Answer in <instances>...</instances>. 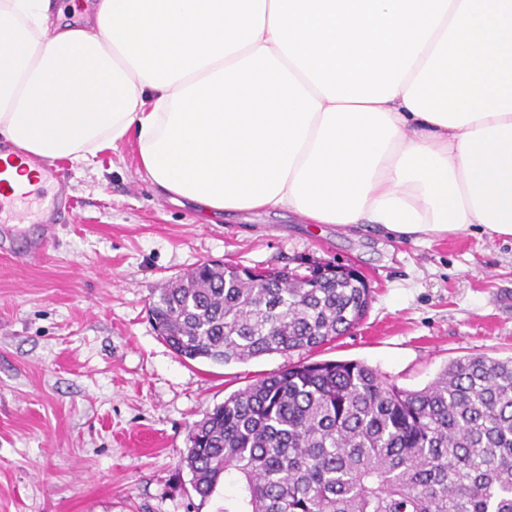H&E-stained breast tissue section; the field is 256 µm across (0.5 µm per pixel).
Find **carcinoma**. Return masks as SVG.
<instances>
[{"label":"carcinoma","instance_id":"cac0c4a2","mask_svg":"<svg viewBox=\"0 0 512 512\" xmlns=\"http://www.w3.org/2000/svg\"><path fill=\"white\" fill-rule=\"evenodd\" d=\"M356 271L201 263L149 305L180 357L216 364L311 352L365 317ZM203 499L238 512H512V358L463 356L419 390L353 360L300 362L230 394L189 428Z\"/></svg>","mask_w":512,"mask_h":512}]
</instances>
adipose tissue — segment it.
<instances>
[{
	"label": "adipose tissue",
	"mask_w": 512,
	"mask_h": 512,
	"mask_svg": "<svg viewBox=\"0 0 512 512\" xmlns=\"http://www.w3.org/2000/svg\"><path fill=\"white\" fill-rule=\"evenodd\" d=\"M0 0V145L91 162L136 135L202 215L512 237V0Z\"/></svg>",
	"instance_id": "1"
}]
</instances>
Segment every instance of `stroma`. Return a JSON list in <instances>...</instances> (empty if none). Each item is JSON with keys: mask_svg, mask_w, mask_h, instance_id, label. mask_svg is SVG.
<instances>
[{"mask_svg": "<svg viewBox=\"0 0 512 512\" xmlns=\"http://www.w3.org/2000/svg\"><path fill=\"white\" fill-rule=\"evenodd\" d=\"M73 210L36 259L0 250V512H224L184 463L190 426L231 393L300 361L354 360L417 390L453 359L512 357V239L430 240L282 210L201 221L159 194L135 138L94 164L59 163ZM359 264L371 307L322 348L187 361L148 315L201 263Z\"/></svg>", "mask_w": 512, "mask_h": 512, "instance_id": "obj_1", "label": "stroma"}]
</instances>
